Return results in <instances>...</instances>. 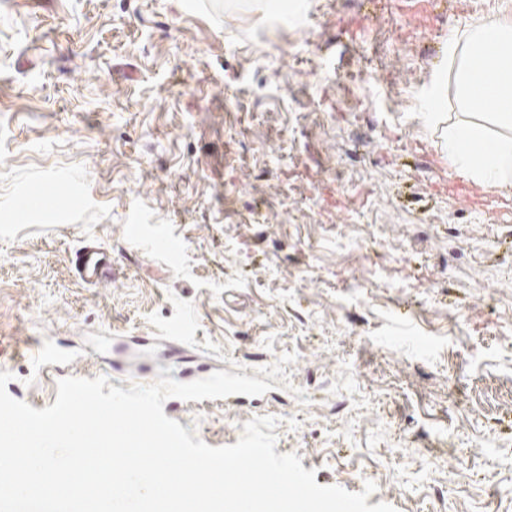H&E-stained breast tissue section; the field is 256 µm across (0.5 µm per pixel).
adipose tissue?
I'll return each instance as SVG.
<instances>
[{
    "mask_svg": "<svg viewBox=\"0 0 512 512\" xmlns=\"http://www.w3.org/2000/svg\"><path fill=\"white\" fill-rule=\"evenodd\" d=\"M448 79L464 107L476 98L492 103L505 134L489 135L477 123L458 126L442 143V155L459 175L499 189L512 187V21L482 20L454 30L448 37ZM489 72V84L478 85Z\"/></svg>",
    "mask_w": 512,
    "mask_h": 512,
    "instance_id": "ef3b65f1",
    "label": "adipose tissue"
}]
</instances>
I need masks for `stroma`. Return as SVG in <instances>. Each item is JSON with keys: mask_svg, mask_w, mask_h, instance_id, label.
Returning a JSON list of instances; mask_svg holds the SVG:
<instances>
[{"mask_svg": "<svg viewBox=\"0 0 512 512\" xmlns=\"http://www.w3.org/2000/svg\"><path fill=\"white\" fill-rule=\"evenodd\" d=\"M512 0H0V372L129 389L244 372L258 408L166 400L212 447L257 416L320 485L396 512H512V188L454 173V28ZM88 236L112 279L81 282ZM179 248L152 250L154 237ZM70 345L38 368L36 339ZM150 379H157L151 370Z\"/></svg>", "mask_w": 512, "mask_h": 512, "instance_id": "stroma-1", "label": "stroma"}]
</instances>
